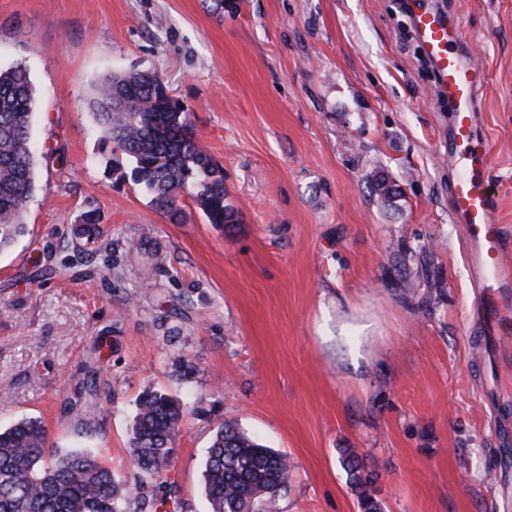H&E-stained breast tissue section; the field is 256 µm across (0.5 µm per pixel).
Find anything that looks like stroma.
I'll use <instances>...</instances> for the list:
<instances>
[{"mask_svg": "<svg viewBox=\"0 0 512 512\" xmlns=\"http://www.w3.org/2000/svg\"><path fill=\"white\" fill-rule=\"evenodd\" d=\"M236 2L220 17L209 0H0V67L29 68L37 149L27 232L0 254V427L40 419L54 447L132 480L152 390L187 406L163 475L183 512H210L202 464L226 420L288 455L279 512H359L344 448L384 512H512V337L475 324L449 112L409 15ZM421 5L484 67L479 133L512 238V0ZM131 69L188 108L236 223L189 201L171 223L113 163L88 102ZM90 211L89 247L75 231Z\"/></svg>", "mask_w": 512, "mask_h": 512, "instance_id": "1", "label": "stroma"}]
</instances>
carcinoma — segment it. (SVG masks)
Segmentation results:
<instances>
[{
    "instance_id": "obj_1",
    "label": "carcinoma",
    "mask_w": 512,
    "mask_h": 512,
    "mask_svg": "<svg viewBox=\"0 0 512 512\" xmlns=\"http://www.w3.org/2000/svg\"><path fill=\"white\" fill-rule=\"evenodd\" d=\"M34 91L22 61L0 69V253L25 231L22 215L35 192L30 127ZM101 141L125 157L133 180L172 222L184 219L189 199L211 224L235 223L226 202L224 169L196 138L190 112L155 71L129 70L104 78L89 102ZM182 405L165 393L139 400L130 452L137 479L112 472L90 449L49 446L42 421L22 418L0 428V512H159L181 507L175 490L159 483L175 453ZM341 462L360 512H383L352 448ZM288 456L246 435L233 421L214 429L204 458V493L211 512H277L288 488ZM158 483L148 494L145 487Z\"/></svg>"
}]
</instances>
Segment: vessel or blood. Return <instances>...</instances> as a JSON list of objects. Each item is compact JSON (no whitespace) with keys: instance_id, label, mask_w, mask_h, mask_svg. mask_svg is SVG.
<instances>
[{"instance_id":"1","label":"vessel or blood","mask_w":512,"mask_h":512,"mask_svg":"<svg viewBox=\"0 0 512 512\" xmlns=\"http://www.w3.org/2000/svg\"><path fill=\"white\" fill-rule=\"evenodd\" d=\"M417 36L436 70L437 91L452 108L450 150L456 174L450 185V213L463 230L467 267L478 290V308L512 335V266L506 264L508 244L501 225L491 220L494 200L487 176L490 148L476 135L478 93L485 73L457 51L465 34L449 27L442 15L415 9Z\"/></svg>"}]
</instances>
